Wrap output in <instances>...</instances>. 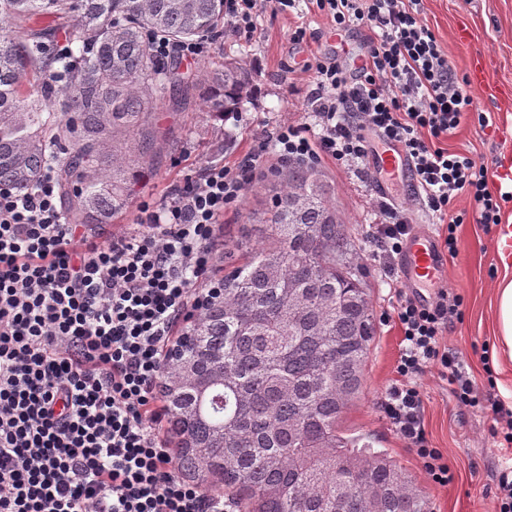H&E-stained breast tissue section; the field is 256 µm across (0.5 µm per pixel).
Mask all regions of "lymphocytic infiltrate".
Segmentation results:
<instances>
[{"label": "lymphocytic infiltrate", "mask_w": 512, "mask_h": 512, "mask_svg": "<svg viewBox=\"0 0 512 512\" xmlns=\"http://www.w3.org/2000/svg\"><path fill=\"white\" fill-rule=\"evenodd\" d=\"M311 2L333 30L365 26L374 39L356 71L314 60V129L282 125L264 140L283 161L326 156L359 173L370 135L400 145L415 196L447 225L443 247L456 255L466 215L455 200L469 196L481 224L498 223L501 205L488 190V166L441 145L473 98L421 18L420 0ZM269 6L285 13L296 0H224L225 32L254 31ZM258 161L250 153L205 167L159 203L142 204L137 228L105 245L66 221L53 174L24 193L0 187V512H225L223 495L184 477L160 434V377L176 327L206 298L224 207L240 198ZM374 207L373 258L394 283L412 219L383 195ZM462 304L444 288L427 302L401 295L398 377L380 403L443 486L453 476L427 445L419 389L429 366H439L462 406L491 411L494 436L512 445V408L479 393L465 360L441 346Z\"/></svg>", "instance_id": "f902f5d3"}]
</instances>
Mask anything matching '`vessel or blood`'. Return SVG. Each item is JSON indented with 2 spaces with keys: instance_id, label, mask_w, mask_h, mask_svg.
Wrapping results in <instances>:
<instances>
[{
  "instance_id": "vessel-or-blood-1",
  "label": "vessel or blood",
  "mask_w": 512,
  "mask_h": 512,
  "mask_svg": "<svg viewBox=\"0 0 512 512\" xmlns=\"http://www.w3.org/2000/svg\"><path fill=\"white\" fill-rule=\"evenodd\" d=\"M379 170L396 179H403L409 171L404 151L397 146L381 148L376 157ZM448 267V255L435 236L424 230L412 231L400 257V277L410 294L423 297L426 289L440 283Z\"/></svg>"
}]
</instances>
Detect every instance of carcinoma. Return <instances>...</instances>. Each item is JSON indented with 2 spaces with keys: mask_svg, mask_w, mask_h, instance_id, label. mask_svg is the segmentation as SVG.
Wrapping results in <instances>:
<instances>
[{
  "mask_svg": "<svg viewBox=\"0 0 512 512\" xmlns=\"http://www.w3.org/2000/svg\"><path fill=\"white\" fill-rule=\"evenodd\" d=\"M223 30L224 0H0V186L26 192L50 171L68 222L109 223L170 141L157 106L245 111L238 63L202 79L154 52ZM255 179L266 207L246 218L266 242L236 243L242 262L166 366L181 471L222 483L230 512H429L411 475L342 429L376 324L331 185L291 162Z\"/></svg>",
  "mask_w": 512,
  "mask_h": 512,
  "instance_id": "cac0c4a2",
  "label": "carcinoma"
}]
</instances>
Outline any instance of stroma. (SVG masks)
<instances>
[{
    "mask_svg": "<svg viewBox=\"0 0 512 512\" xmlns=\"http://www.w3.org/2000/svg\"><path fill=\"white\" fill-rule=\"evenodd\" d=\"M421 10L475 103L474 111L449 136L447 145L450 150L492 164L498 155L512 153V139L500 134L503 127L512 128V0H422ZM299 26L306 29L301 41L293 37ZM464 28L470 37L463 42L458 33ZM370 38L364 27L333 35L325 19L315 16L307 0H301L298 8L286 15L265 11L255 31L227 35L211 44L208 55L193 61V68L202 74L213 66L217 55L235 58L252 76L253 95L246 112L241 120L216 125L198 106L178 114L173 121V147L162 149L158 163L136 184L134 195L111 223L93 225L98 242L131 229L142 202L162 200L173 186L185 183L208 163L230 166L254 151L260 155V171L277 165L278 153L262 147L260 135L283 124L307 123L310 76L305 65L316 56L348 60L365 52ZM478 63L485 67L488 86L484 89L470 80ZM228 133L233 136L231 148L218 150L217 141ZM318 167L334 190L333 201L348 230L362 244V263L377 326L363 389L345 413L344 427L352 434L370 436L376 449L406 469L426 497L430 512H495L496 476L500 467L512 460V454L498 447L491 434L490 416L458 404L437 367L426 370L420 391L429 445L439 449L450 466L454 475L451 484L443 487L432 481L380 412L377 402L397 378L402 340L398 324L390 318L398 298L371 258L369 227L379 221L373 197L383 175L374 167L360 175L328 158L320 160ZM264 198L263 190L251 182L237 202L225 207L211 242L217 260L215 275H223L224 253L241 236L250 235L255 242L262 239L259 226L248 224L245 213L260 207ZM509 223L511 197L502 202L500 221L491 228L472 219L461 225L456 232L458 253L449 259L443 279L444 287L460 294L464 302L461 320L443 337L442 344L462 353L480 382L485 379L482 349L496 345V290L503 279H512V255L501 254L502 227Z\"/></svg>",
    "mask_w": 512,
    "mask_h": 512,
    "instance_id": "1",
    "label": "stroma"
}]
</instances>
